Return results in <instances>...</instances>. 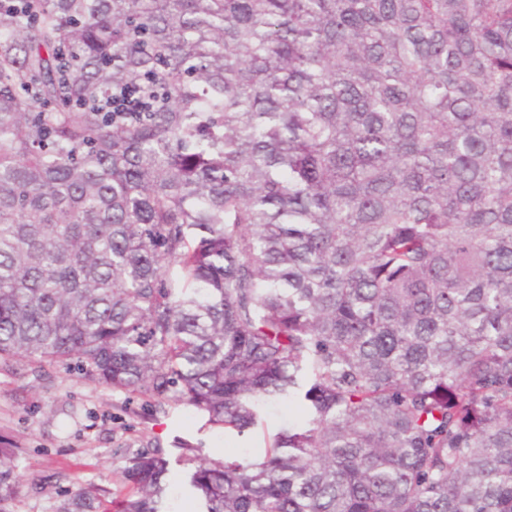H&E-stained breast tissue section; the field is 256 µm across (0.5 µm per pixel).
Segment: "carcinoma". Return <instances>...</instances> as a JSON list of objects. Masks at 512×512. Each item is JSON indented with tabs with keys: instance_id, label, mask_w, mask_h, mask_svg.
I'll return each mask as SVG.
<instances>
[{
	"instance_id": "obj_1",
	"label": "carcinoma",
	"mask_w": 512,
	"mask_h": 512,
	"mask_svg": "<svg viewBox=\"0 0 512 512\" xmlns=\"http://www.w3.org/2000/svg\"><path fill=\"white\" fill-rule=\"evenodd\" d=\"M16 361L229 437L297 399L260 454L178 449L203 512H512V0L0 9ZM169 464L128 457L115 512H175Z\"/></svg>"
}]
</instances>
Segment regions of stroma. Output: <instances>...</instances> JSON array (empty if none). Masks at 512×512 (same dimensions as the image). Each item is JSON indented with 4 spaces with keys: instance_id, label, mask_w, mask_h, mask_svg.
<instances>
[{
    "instance_id": "35a3bbf8",
    "label": "stroma",
    "mask_w": 512,
    "mask_h": 512,
    "mask_svg": "<svg viewBox=\"0 0 512 512\" xmlns=\"http://www.w3.org/2000/svg\"><path fill=\"white\" fill-rule=\"evenodd\" d=\"M178 442L224 455L223 432L194 408L114 391L60 363L36 375L0 365V448L14 449L19 475L12 512H58L89 484L116 496L129 454Z\"/></svg>"
}]
</instances>
